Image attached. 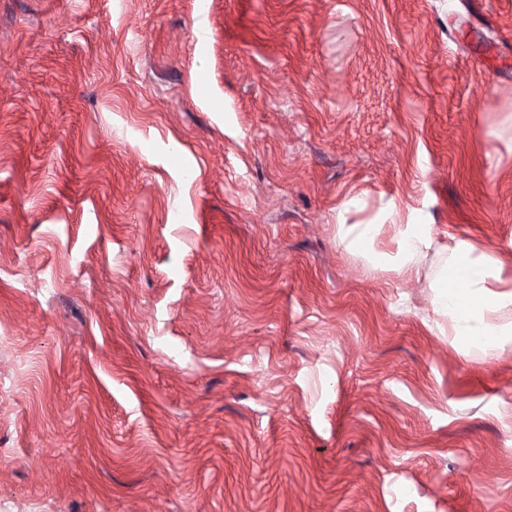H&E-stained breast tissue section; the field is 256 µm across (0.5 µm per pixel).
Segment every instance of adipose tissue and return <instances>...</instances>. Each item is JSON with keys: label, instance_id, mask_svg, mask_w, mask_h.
<instances>
[{"label": "adipose tissue", "instance_id": "obj_1", "mask_svg": "<svg viewBox=\"0 0 512 512\" xmlns=\"http://www.w3.org/2000/svg\"><path fill=\"white\" fill-rule=\"evenodd\" d=\"M400 260L398 275H419L421 264L434 240L423 225L405 224L397 230ZM449 256L448 277L442 278L431 297L435 313L448 319V333L469 348L482 351L499 347L512 335V321L501 319L512 309V274L505 263L484 262L475 257V245L448 242L439 246Z\"/></svg>", "mask_w": 512, "mask_h": 512}]
</instances>
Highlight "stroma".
I'll list each match as a JSON object with an SVG mask.
<instances>
[{
	"label": "stroma",
	"instance_id": "1",
	"mask_svg": "<svg viewBox=\"0 0 512 512\" xmlns=\"http://www.w3.org/2000/svg\"><path fill=\"white\" fill-rule=\"evenodd\" d=\"M340 224L512 254V0H0V512H512V341ZM380 228L378 224H340L338 237L342 243L347 242L348 250L372 260L375 256L373 244Z\"/></svg>",
	"mask_w": 512,
	"mask_h": 512
}]
</instances>
